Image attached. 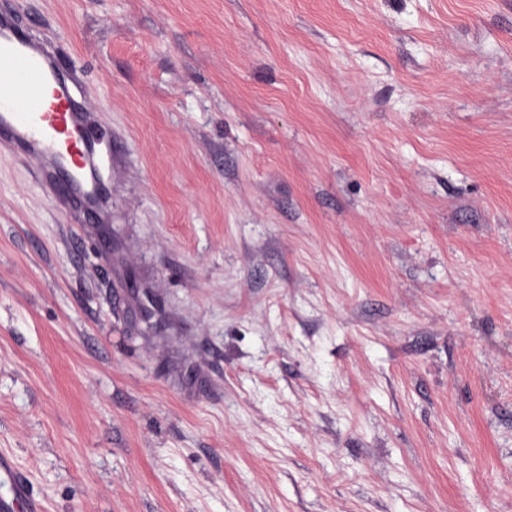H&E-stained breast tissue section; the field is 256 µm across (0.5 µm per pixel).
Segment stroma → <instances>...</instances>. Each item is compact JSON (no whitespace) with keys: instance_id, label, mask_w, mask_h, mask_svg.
I'll return each mask as SVG.
<instances>
[{"instance_id":"35a3bbf8","label":"stroma","mask_w":512,"mask_h":512,"mask_svg":"<svg viewBox=\"0 0 512 512\" xmlns=\"http://www.w3.org/2000/svg\"><path fill=\"white\" fill-rule=\"evenodd\" d=\"M112 219L0 149V452L44 512H512V0H18Z\"/></svg>"}]
</instances>
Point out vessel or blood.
<instances>
[{
  "mask_svg": "<svg viewBox=\"0 0 512 512\" xmlns=\"http://www.w3.org/2000/svg\"><path fill=\"white\" fill-rule=\"evenodd\" d=\"M85 71L60 59L52 37L24 23L15 0H0V142L30 162L38 181L64 208L108 223L111 184L97 167L96 112L74 89ZM0 512H43L29 478L10 454H0Z\"/></svg>",
  "mask_w": 512,
  "mask_h": 512,
  "instance_id": "1",
  "label": "vessel or blood"
}]
</instances>
